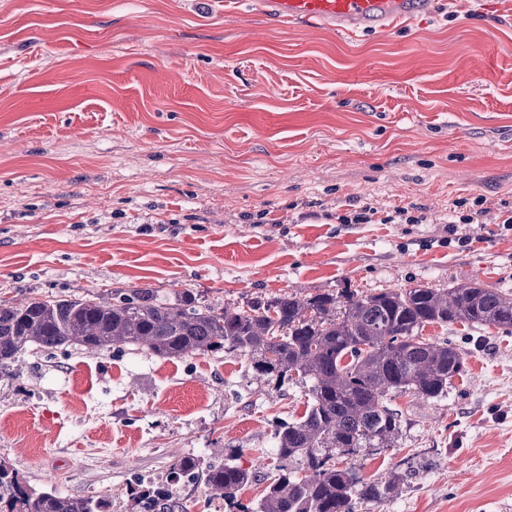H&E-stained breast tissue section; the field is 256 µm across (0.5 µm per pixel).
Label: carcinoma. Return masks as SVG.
Returning a JSON list of instances; mask_svg holds the SVG:
<instances>
[{
  "instance_id": "obj_1",
  "label": "carcinoma",
  "mask_w": 512,
  "mask_h": 512,
  "mask_svg": "<svg viewBox=\"0 0 512 512\" xmlns=\"http://www.w3.org/2000/svg\"><path fill=\"white\" fill-rule=\"evenodd\" d=\"M493 326L512 331V293L478 282L448 289L350 290L255 298L242 307L201 305L193 293L175 302L153 288L116 290L111 297L30 299L0 302V367L30 349L53 352L78 343L91 351L133 344L178 358L224 351L247 357L252 370L282 385L309 386L311 403L300 419L275 433L274 453L302 466L303 477L278 466L258 512H356L361 501L390 500L393 481L363 482L330 463L333 453L389 445L400 428L387 405L395 392L421 399L448 394L464 357L446 342L426 340L427 325ZM173 474L203 480L232 512H250L236 497L254 478L235 463L197 471L188 457ZM140 512H177L162 487L132 490ZM105 501L36 492L0 463V512H107Z\"/></svg>"
}]
</instances>
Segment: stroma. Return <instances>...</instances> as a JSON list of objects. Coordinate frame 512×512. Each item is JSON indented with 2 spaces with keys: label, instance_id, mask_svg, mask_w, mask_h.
Masks as SVG:
<instances>
[{
  "label": "stroma",
  "instance_id": "stroma-1",
  "mask_svg": "<svg viewBox=\"0 0 512 512\" xmlns=\"http://www.w3.org/2000/svg\"><path fill=\"white\" fill-rule=\"evenodd\" d=\"M477 199L484 216L449 229L450 208ZM367 206L370 223H351ZM398 207L424 223H385ZM510 215L512 0H440L354 40L244 0H0V300L512 291ZM422 335L464 367L447 396L389 395L391 447L336 456L397 479L357 512H512V334ZM307 402L236 353L31 351L0 371V462L111 512H136L139 485L210 512L204 483L172 466L234 460L255 474L238 499L257 512L276 426Z\"/></svg>",
  "mask_w": 512,
  "mask_h": 512
}]
</instances>
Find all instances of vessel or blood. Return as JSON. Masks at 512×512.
<instances>
[{
	"mask_svg": "<svg viewBox=\"0 0 512 512\" xmlns=\"http://www.w3.org/2000/svg\"><path fill=\"white\" fill-rule=\"evenodd\" d=\"M257 11L286 23L324 26L354 38L389 32L433 13L436 0H250Z\"/></svg>",
	"mask_w": 512,
	"mask_h": 512,
	"instance_id": "1",
	"label": "vessel or blood"
}]
</instances>
